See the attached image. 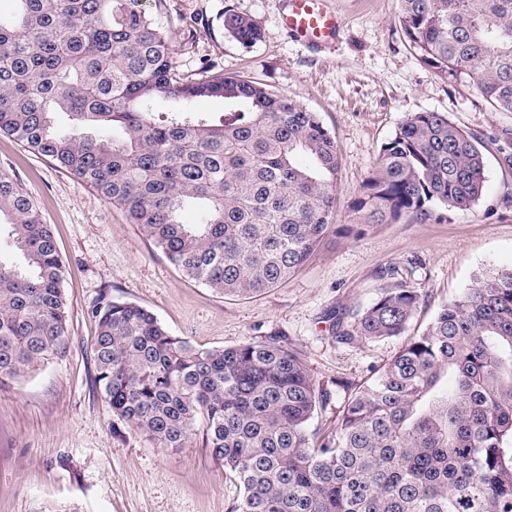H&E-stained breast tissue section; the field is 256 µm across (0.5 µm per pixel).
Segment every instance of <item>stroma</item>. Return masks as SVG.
<instances>
[{
  "mask_svg": "<svg viewBox=\"0 0 512 512\" xmlns=\"http://www.w3.org/2000/svg\"><path fill=\"white\" fill-rule=\"evenodd\" d=\"M286 0H161L160 23L187 25L172 61L183 74L201 63L246 75L317 112L334 135L340 167L334 228L288 281L251 296H226L187 278L126 212L84 180L0 134V173L34 198L66 265L68 341L17 384L0 390V512H229L240 496L206 446L197 421L188 447L154 446L119 420L95 383V308L133 302L170 334L199 349L234 347L276 333L332 392L315 426L334 429L348 399L387 363L402 338L337 343L328 313L366 304L379 273L408 270L425 302L411 328L481 275L512 268L511 112H495L468 83L447 80L425 65L403 35L397 0H325L342 29L319 48L289 37ZM254 19L262 41L244 45L224 33L223 12ZM441 112L488 146L484 195L466 212L435 209L339 234L359 222L354 202L381 147L408 116Z\"/></svg>",
  "mask_w": 512,
  "mask_h": 512,
  "instance_id": "obj_1",
  "label": "stroma"
}]
</instances>
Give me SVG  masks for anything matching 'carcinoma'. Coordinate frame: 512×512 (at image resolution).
<instances>
[{"mask_svg": "<svg viewBox=\"0 0 512 512\" xmlns=\"http://www.w3.org/2000/svg\"><path fill=\"white\" fill-rule=\"evenodd\" d=\"M0 18V134L88 183L128 214L187 277L232 295L285 281L333 215L336 141L317 113L242 75H184L143 0H15ZM420 60L512 112V0H398ZM224 31L263 33L227 9ZM224 101L222 118L198 112ZM165 102L170 110L157 112ZM487 145L439 112H417L381 147L354 208L365 224L465 212L484 194ZM188 206L193 224L182 221ZM0 385L65 345L66 269L32 197L0 173ZM364 306L331 311L336 342H405L351 389L336 430L311 429L330 393L271 335L197 349L148 310H96V381L112 413L162 448L198 419L236 481L230 512H512V270L481 276L408 334L424 303L396 266ZM453 376L452 389L441 390Z\"/></svg>", "mask_w": 512, "mask_h": 512, "instance_id": "1", "label": "carcinoma"}]
</instances>
